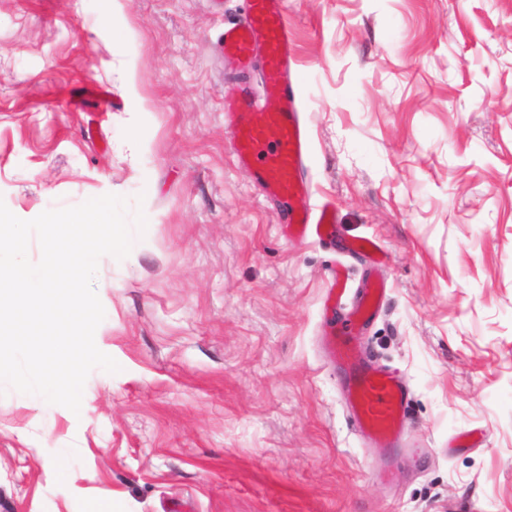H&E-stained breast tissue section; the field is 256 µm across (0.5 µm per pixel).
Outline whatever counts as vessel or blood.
Here are the masks:
<instances>
[{"instance_id": "1", "label": "vessel or blood", "mask_w": 512, "mask_h": 512, "mask_svg": "<svg viewBox=\"0 0 512 512\" xmlns=\"http://www.w3.org/2000/svg\"><path fill=\"white\" fill-rule=\"evenodd\" d=\"M223 45L242 64L260 59L264 94L277 103L275 110L261 114L251 99L225 100L224 121L236 161L252 169L257 185L278 201L288 227L302 235L310 230L321 238L331 235L332 205L314 211L294 206L309 192V144L294 91L295 49L285 0H248L245 22L225 29ZM382 296V285H370L338 325L331 346L346 372L347 403L359 432L392 444L404 426L408 389L387 369L362 362L352 346L355 331L371 320Z\"/></svg>"}]
</instances>
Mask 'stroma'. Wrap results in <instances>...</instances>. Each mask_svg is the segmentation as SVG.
Masks as SVG:
<instances>
[{
	"label": "stroma",
	"instance_id": "35a3bbf8",
	"mask_svg": "<svg viewBox=\"0 0 512 512\" xmlns=\"http://www.w3.org/2000/svg\"><path fill=\"white\" fill-rule=\"evenodd\" d=\"M286 12L332 239L285 236L231 152L225 97L276 106L220 47L246 0H0V200L147 217L94 280L120 372L77 413L0 395V512H512V0ZM373 272L354 343L410 391L398 446L325 344Z\"/></svg>",
	"mask_w": 512,
	"mask_h": 512
}]
</instances>
